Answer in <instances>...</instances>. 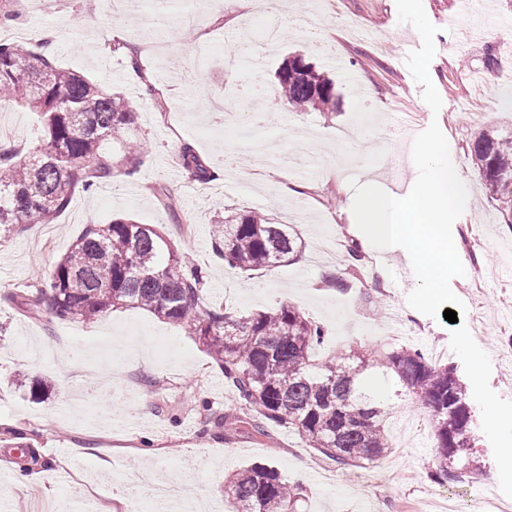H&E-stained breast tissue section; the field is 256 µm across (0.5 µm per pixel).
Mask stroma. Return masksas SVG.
<instances>
[{"instance_id":"stroma-1","label":"stroma","mask_w":512,"mask_h":512,"mask_svg":"<svg viewBox=\"0 0 512 512\" xmlns=\"http://www.w3.org/2000/svg\"><path fill=\"white\" fill-rule=\"evenodd\" d=\"M423 6L439 29L429 66L443 101L436 114L405 63L403 46L417 48L421 40L400 22L395 0H279L272 10L262 0H239L234 9L224 0H159L152 15L171 36L147 51L136 71L117 45L138 41L143 14L111 11L104 0H12L15 18L0 25V38L18 27L34 40L52 30L54 63L124 95L134 112L131 133L147 153L134 173L117 168L92 192H75L52 225H28L0 239V501L11 512H85L90 497L101 500V512H126L117 479L144 468L185 477L198 499L234 512L224 484L254 463L302 483L303 512H439L437 501L450 495L461 512L476 501L493 512L486 500L499 474L483 431L475 433L479 474L434 482L433 422L407 390L384 393L390 452L376 466L342 469L286 428L269 424L262 437L241 423L242 403L206 348L152 313L123 308L84 323L45 308L30 313L17 299L41 286L88 225L129 216L162 228L204 270L201 306L222 302L249 314L292 305L326 329L319 354L404 345L465 378L462 361L447 350L450 323L408 305L415 279L395 281L396 265L409 263V255L366 250L355 269L347 260L355 243L347 213L354 184L371 178L406 192L417 177L413 140L435 120L471 202L452 229L465 274L451 288L491 359V388L512 400V224L490 199L470 152L480 133L512 135V96L497 80L512 72L511 36L497 24L512 15V0H486L491 26L480 41L467 36L464 0ZM89 15L91 27L83 24ZM202 40L248 44L261 53V66L232 72L219 53L200 67ZM290 53L303 54L333 81L335 111L284 109L275 72ZM490 56L491 69L484 64ZM253 78L266 90L259 102L240 91ZM220 102L244 125L255 111L280 113L279 126L259 131L263 154L225 140L211 109ZM184 143L205 163L225 153L230 160L217 179L194 181L179 159ZM161 192L172 211L158 201ZM227 209H255L292 225L302 252L257 274L232 268L212 237L213 220ZM328 274L346 288L324 284ZM133 358L134 372L127 368ZM143 448L153 456H140ZM101 458L108 472L97 468ZM36 467L52 471V485L10 489L15 473Z\"/></svg>"}]
</instances>
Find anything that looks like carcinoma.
I'll use <instances>...</instances> for the list:
<instances>
[{
	"label": "carcinoma",
	"instance_id": "1",
	"mask_svg": "<svg viewBox=\"0 0 512 512\" xmlns=\"http://www.w3.org/2000/svg\"><path fill=\"white\" fill-rule=\"evenodd\" d=\"M279 96L293 112L336 106L333 83L302 55L284 59ZM0 101L36 113L42 121L39 153L20 156L0 143V238L23 224H49L75 190L87 192L112 176V164L97 155L132 124V109L90 79L55 66L37 44L0 42ZM123 163L136 168L145 153L131 140L121 146ZM491 199L508 207L512 223V137L480 135L470 149ZM183 168L203 183L213 171L190 144L180 147ZM216 253L239 271L279 267L302 241L286 224L263 213L229 210L214 224ZM203 276L160 231L129 218L91 225L50 272L36 295L22 304L47 307L60 320L95 322L123 307L144 309L195 336L224 371L246 423L266 435L268 423L296 432L345 468L377 464L389 451L379 394L367 389L364 373L379 369L425 402L434 422L436 478L462 476L473 462L475 414L466 386L452 369L421 351L399 347L372 359L357 350H334L324 359L312 350L325 336L297 308L234 316L199 307ZM237 512H298L301 487L269 465H250L225 486Z\"/></svg>",
	"mask_w": 512,
	"mask_h": 512
}]
</instances>
